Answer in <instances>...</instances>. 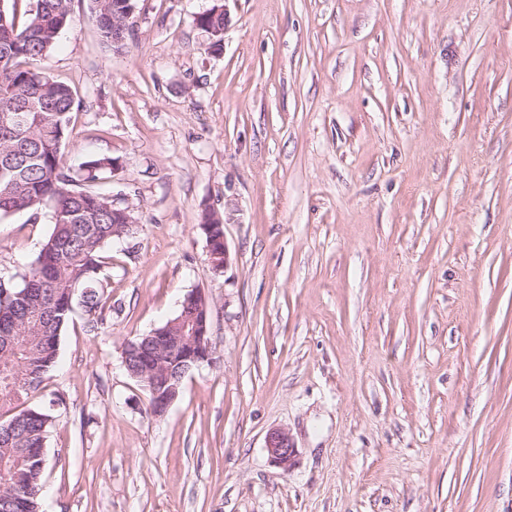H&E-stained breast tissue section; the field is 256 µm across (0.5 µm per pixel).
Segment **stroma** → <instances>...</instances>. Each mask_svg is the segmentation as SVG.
Here are the masks:
<instances>
[{"mask_svg": "<svg viewBox=\"0 0 512 512\" xmlns=\"http://www.w3.org/2000/svg\"><path fill=\"white\" fill-rule=\"evenodd\" d=\"M214 4L136 0L117 53L72 0L33 64L79 102L66 169L119 159L91 188L137 219L32 399L39 512H512V0H226L218 53ZM52 229L0 216V279ZM196 289L213 360L155 417L122 352ZM265 448L271 463L285 471L291 468L295 456V445L287 431L283 429L269 431L266 435Z\"/></svg>", "mask_w": 512, "mask_h": 512, "instance_id": "obj_1", "label": "stroma"}]
</instances>
